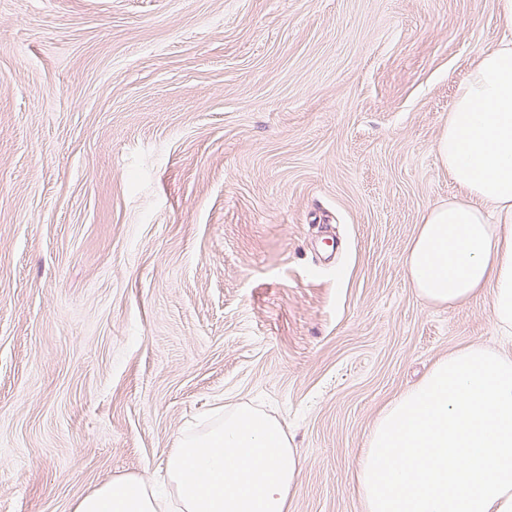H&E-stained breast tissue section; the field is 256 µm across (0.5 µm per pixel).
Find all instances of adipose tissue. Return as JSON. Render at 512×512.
<instances>
[{
    "label": "adipose tissue",
    "instance_id": "1",
    "mask_svg": "<svg viewBox=\"0 0 512 512\" xmlns=\"http://www.w3.org/2000/svg\"><path fill=\"white\" fill-rule=\"evenodd\" d=\"M465 192L423 217L404 263L419 297L455 306L489 292L512 337V37L481 51L457 85L434 147ZM209 426L179 434L167 462L180 512H288L300 462L283 425L247 404L223 403ZM145 476L121 477L75 512H166Z\"/></svg>",
    "mask_w": 512,
    "mask_h": 512
}]
</instances>
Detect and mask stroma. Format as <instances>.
<instances>
[{
	"instance_id": "stroma-1",
	"label": "stroma",
	"mask_w": 512,
	"mask_h": 512,
	"mask_svg": "<svg viewBox=\"0 0 512 512\" xmlns=\"http://www.w3.org/2000/svg\"><path fill=\"white\" fill-rule=\"evenodd\" d=\"M503 35L497 0H0V512L159 477L225 398L286 429L288 512H363L383 406L512 354L404 268Z\"/></svg>"
}]
</instances>
